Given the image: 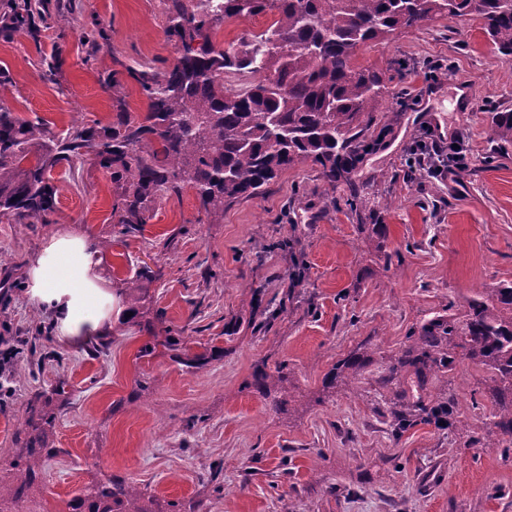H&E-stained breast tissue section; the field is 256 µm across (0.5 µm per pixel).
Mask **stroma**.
I'll use <instances>...</instances> for the list:
<instances>
[{
	"label": "stroma",
	"mask_w": 512,
	"mask_h": 512,
	"mask_svg": "<svg viewBox=\"0 0 512 512\" xmlns=\"http://www.w3.org/2000/svg\"><path fill=\"white\" fill-rule=\"evenodd\" d=\"M57 2L67 28L51 18L38 38L0 35L10 78L0 108L56 136L121 112L143 119L133 80L116 97L99 77L120 62H173L162 0ZM96 21L111 40L88 65L82 33ZM50 54L52 82L40 63ZM362 61L389 82L349 179L301 163L220 215L186 188L125 234L112 217L119 186L88 162L52 171L50 223L0 218V355H16L0 364V455L25 436L30 402L61 381L68 393L51 438L59 453L21 512H69L103 474L186 512H512V452L481 446L485 369L461 362L436 384L468 419L461 435L420 424L393 439L390 407L374 394L416 324L512 282V145L495 142L491 124L512 110V57L468 16L398 32ZM420 141L457 142L464 168L430 176L414 162ZM62 237L107 248L89 276L101 306L88 338L70 335L65 313L32 290L37 259ZM130 280L148 311L164 313L154 331L209 353L205 367L140 356L151 333L146 314L127 317L119 290ZM354 354L367 359L362 382L329 387ZM279 364L283 382L263 395L256 375Z\"/></svg>",
	"instance_id": "1"
}]
</instances>
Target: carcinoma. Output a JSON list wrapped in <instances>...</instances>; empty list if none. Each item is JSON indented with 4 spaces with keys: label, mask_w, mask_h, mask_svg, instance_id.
<instances>
[{
    "label": "carcinoma",
    "mask_w": 512,
    "mask_h": 512,
    "mask_svg": "<svg viewBox=\"0 0 512 512\" xmlns=\"http://www.w3.org/2000/svg\"><path fill=\"white\" fill-rule=\"evenodd\" d=\"M51 0H7L0 34L24 31L37 38L51 17ZM166 33L178 56L164 70L125 67L147 98L135 121L124 113L109 127L83 125L61 138L40 119L0 112V217L18 224L48 223L55 210L49 174L66 162L87 160L107 170L120 189L112 216L125 231L147 223L151 203L184 187L194 190L208 215L260 194L278 173L310 161L334 182L348 179L369 143L364 133L381 105L385 73L360 61L363 52L395 33L437 17L478 16L495 49L512 57V0H165ZM272 13L267 30L218 48L213 35L231 20ZM110 40L94 23L83 33L85 61ZM496 139L512 143V112H495ZM35 159L27 161L30 148ZM437 314L412 330L389 364L399 409L391 412L392 436L421 423L463 426L458 403L431 394L434 381L458 360L491 374L495 437L485 448L512 446V284L484 288L458 310ZM188 370L203 368L204 353H190L186 338L154 337L157 347ZM365 362L344 361L333 377L361 381ZM50 401L31 404L26 424L35 433L23 448L0 460V512H18L34 495L44 464L60 452L37 448L56 416ZM155 495L112 476L90 483L71 500L72 512H158Z\"/></svg>",
    "instance_id": "cac0c4a2"
}]
</instances>
